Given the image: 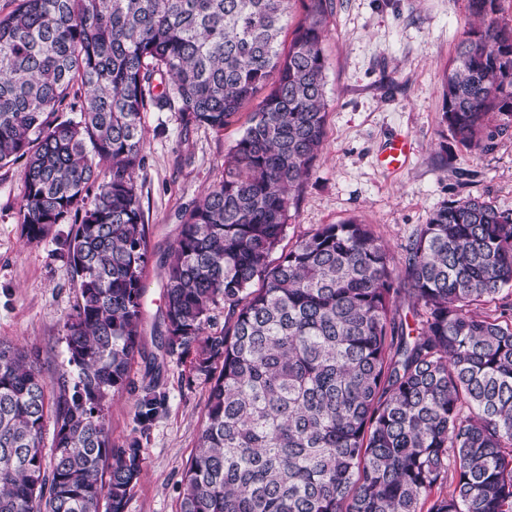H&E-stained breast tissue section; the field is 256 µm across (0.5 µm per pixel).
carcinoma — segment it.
I'll return each mask as SVG.
<instances>
[{"label":"carcinoma","mask_w":512,"mask_h":512,"mask_svg":"<svg viewBox=\"0 0 512 512\" xmlns=\"http://www.w3.org/2000/svg\"><path fill=\"white\" fill-rule=\"evenodd\" d=\"M16 2L0 16V167L23 161L27 241L70 225L79 299L76 380L54 402L34 352L0 339V512H126L142 448L112 445L105 407L143 349L142 117L222 132L254 98L160 261V349L211 383L180 512H512V210L448 201L398 259L357 220L280 247L325 139L329 0ZM500 2L469 0L443 88L478 154L512 129ZM150 364L142 435L165 403Z\"/></svg>","instance_id":"cac0c4a2"}]
</instances>
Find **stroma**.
<instances>
[{"label": "stroma", "instance_id": "35a3bbf8", "mask_svg": "<svg viewBox=\"0 0 512 512\" xmlns=\"http://www.w3.org/2000/svg\"><path fill=\"white\" fill-rule=\"evenodd\" d=\"M468 0H332L326 60V137L313 174L290 211L286 243L320 224L356 219L399 248L444 202L469 196L512 210V131L495 149L461 146L443 119L444 73L463 37ZM246 113L223 132L183 131L175 112L143 115L145 164L138 185L151 258L143 277L144 356L135 359L133 391L107 406L113 445L136 437V387L146 382V354L155 352L163 308L160 257L176 240L183 212L224 176V158L240 137ZM396 136L413 150L404 167L384 169L380 154ZM23 165L0 168V339L33 348L48 381L72 374L66 324L79 290L65 257L68 225L27 244L19 207ZM165 405L143 443L144 473L126 512H179L180 485L194 457L210 383L190 359L166 358Z\"/></svg>", "mask_w": 512, "mask_h": 512}]
</instances>
